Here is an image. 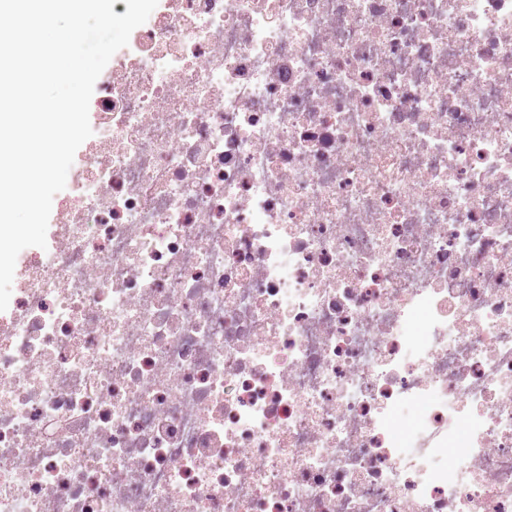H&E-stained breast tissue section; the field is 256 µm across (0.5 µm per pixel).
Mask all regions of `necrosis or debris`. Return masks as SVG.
<instances>
[{"mask_svg":"<svg viewBox=\"0 0 512 512\" xmlns=\"http://www.w3.org/2000/svg\"><path fill=\"white\" fill-rule=\"evenodd\" d=\"M0 312V512H512V0H163Z\"/></svg>","mask_w":512,"mask_h":512,"instance_id":"1","label":"necrosis or debris"}]
</instances>
